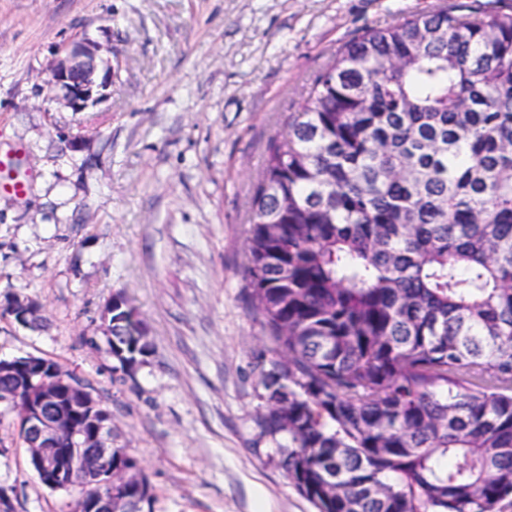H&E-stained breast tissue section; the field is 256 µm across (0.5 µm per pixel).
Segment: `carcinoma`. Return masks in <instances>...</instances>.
Returning a JSON list of instances; mask_svg holds the SVG:
<instances>
[{
  "label": "carcinoma",
  "mask_w": 512,
  "mask_h": 512,
  "mask_svg": "<svg viewBox=\"0 0 512 512\" xmlns=\"http://www.w3.org/2000/svg\"><path fill=\"white\" fill-rule=\"evenodd\" d=\"M246 273L288 361L260 424L317 512L512 506V11L339 49L270 141ZM112 305L116 355L147 357ZM115 492L150 501L145 477Z\"/></svg>",
  "instance_id": "carcinoma-1"
}]
</instances>
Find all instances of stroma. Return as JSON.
<instances>
[{
	"label": "stroma",
	"instance_id": "obj_1",
	"mask_svg": "<svg viewBox=\"0 0 512 512\" xmlns=\"http://www.w3.org/2000/svg\"><path fill=\"white\" fill-rule=\"evenodd\" d=\"M447 0H0V358L53 359L112 413L139 463L143 512H316L260 417L279 359L249 301L245 242L267 146L316 77L369 27ZM90 38L111 96L84 112L49 68ZM23 181L17 196L5 183ZM124 294L153 351L124 374L102 316ZM0 488L15 512H70L43 486L12 415Z\"/></svg>",
	"mask_w": 512,
	"mask_h": 512
}]
</instances>
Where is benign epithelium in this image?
Wrapping results in <instances>:
<instances>
[{
	"mask_svg": "<svg viewBox=\"0 0 512 512\" xmlns=\"http://www.w3.org/2000/svg\"><path fill=\"white\" fill-rule=\"evenodd\" d=\"M99 51V44L87 38L50 66L51 84L60 92L61 104L72 112H83L110 96L112 64ZM12 309L19 322L30 321L33 305L28 300L17 296ZM1 375L36 384L26 400L14 392L0 402L22 412L29 461L45 485L53 491L67 490L76 465L91 477L90 494L74 501L71 512H141L134 500L97 491L135 480L138 474L112 468V413L101 408L89 388L32 355L0 359Z\"/></svg>",
	"mask_w": 512,
	"mask_h": 512,
	"instance_id": "7a95c632",
	"label": "benign epithelium"
}]
</instances>
